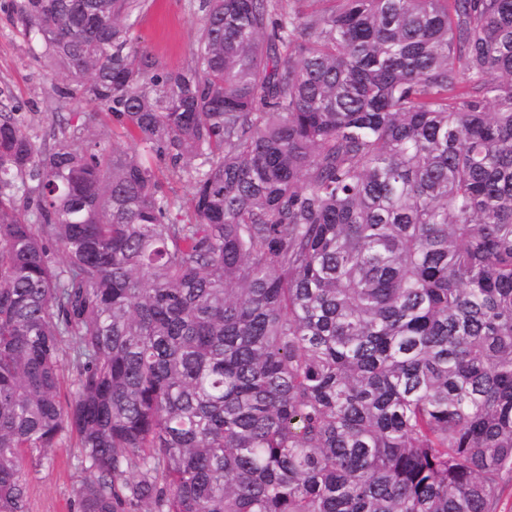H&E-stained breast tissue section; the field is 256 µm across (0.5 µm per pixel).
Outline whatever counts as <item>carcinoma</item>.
Listing matches in <instances>:
<instances>
[{
	"mask_svg": "<svg viewBox=\"0 0 512 512\" xmlns=\"http://www.w3.org/2000/svg\"><path fill=\"white\" fill-rule=\"evenodd\" d=\"M200 2L167 69L141 0H8L132 148L0 112V512L65 438L73 512H498L512 0ZM169 187V195L177 207L186 212L192 198L191 172L183 169L182 166L174 168L169 163L160 164Z\"/></svg>",
	"mask_w": 512,
	"mask_h": 512,
	"instance_id": "cac0c4a2",
	"label": "carcinoma"
}]
</instances>
